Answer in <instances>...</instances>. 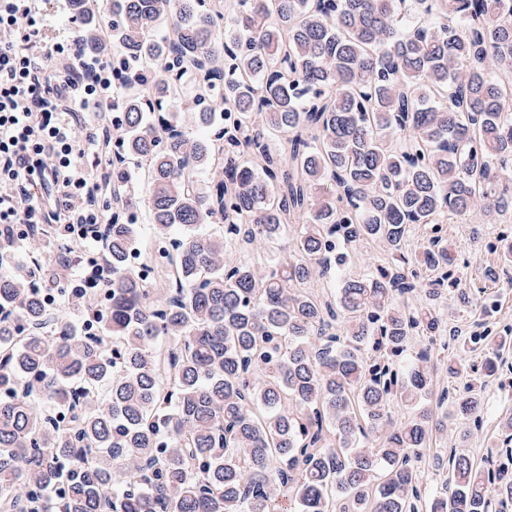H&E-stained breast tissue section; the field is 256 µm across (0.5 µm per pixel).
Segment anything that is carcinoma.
<instances>
[{
	"label": "carcinoma",
	"mask_w": 512,
	"mask_h": 512,
	"mask_svg": "<svg viewBox=\"0 0 512 512\" xmlns=\"http://www.w3.org/2000/svg\"><path fill=\"white\" fill-rule=\"evenodd\" d=\"M112 55L132 87L112 153L149 163L155 255L117 166L93 332L46 308L37 278L69 257L40 235L0 276V512H508L512 418L488 463H418L448 413L481 427L486 381L512 392L491 330L436 344L444 221L512 218V0H112ZM185 76L212 137L163 111ZM295 225L289 259L254 253ZM360 242L384 261L349 277ZM325 275L335 292L305 289ZM443 368L468 387L434 392Z\"/></svg>",
	"instance_id": "obj_1"
}]
</instances>
